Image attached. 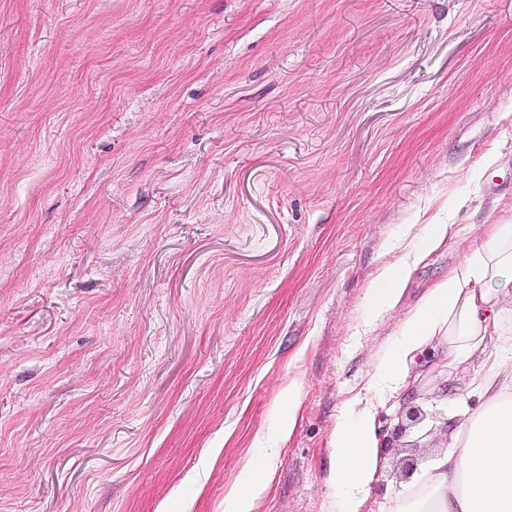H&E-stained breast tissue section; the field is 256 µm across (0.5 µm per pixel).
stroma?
<instances>
[{"label": "stroma", "instance_id": "stroma-1", "mask_svg": "<svg viewBox=\"0 0 512 512\" xmlns=\"http://www.w3.org/2000/svg\"><path fill=\"white\" fill-rule=\"evenodd\" d=\"M508 218L512 0H0V512H229L250 469L251 512H338L337 418ZM374 403L362 512L462 422L437 355ZM452 224H425L424 247H403L402 254L393 260L384 259L376 275L365 288L364 300L373 320L379 321L395 310L401 303L408 287L412 270L426 256L439 248L448 239Z\"/></svg>", "mask_w": 512, "mask_h": 512}]
</instances>
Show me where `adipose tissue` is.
<instances>
[{
  "mask_svg": "<svg viewBox=\"0 0 512 512\" xmlns=\"http://www.w3.org/2000/svg\"><path fill=\"white\" fill-rule=\"evenodd\" d=\"M449 225L423 227L426 244L407 246L383 260L365 289L374 320L401 303L412 270L448 238ZM512 333V224H496L468 241L463 259L429 288L406 315L399 341L383 363L380 377L403 383L419 356L443 350L449 371L471 361L484 369L461 377L457 405L471 397L482 401L463 427L451 434L425 475L393 512H512V349L496 348L498 336ZM334 488L344 512H359L375 480L380 459L375 418L370 406L353 404L336 424Z\"/></svg>",
  "mask_w": 512,
  "mask_h": 512,
  "instance_id": "1",
  "label": "adipose tissue"
}]
</instances>
